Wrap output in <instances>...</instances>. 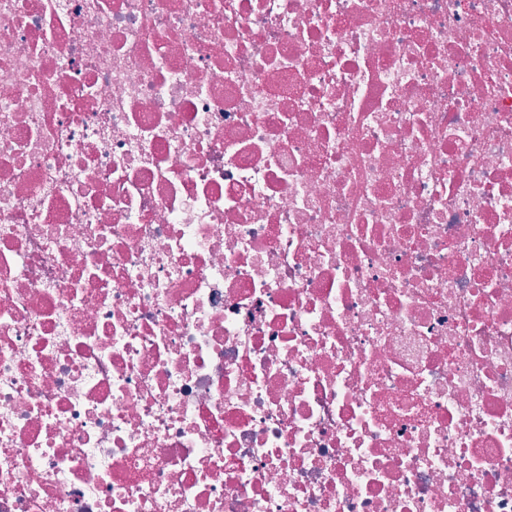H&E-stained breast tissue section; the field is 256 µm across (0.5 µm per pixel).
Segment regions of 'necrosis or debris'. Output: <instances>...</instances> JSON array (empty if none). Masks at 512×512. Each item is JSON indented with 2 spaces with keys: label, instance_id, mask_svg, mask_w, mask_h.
<instances>
[{
  "label": "necrosis or debris",
  "instance_id": "1",
  "mask_svg": "<svg viewBox=\"0 0 512 512\" xmlns=\"http://www.w3.org/2000/svg\"><path fill=\"white\" fill-rule=\"evenodd\" d=\"M0 512H512V0H0Z\"/></svg>",
  "mask_w": 512,
  "mask_h": 512
}]
</instances>
